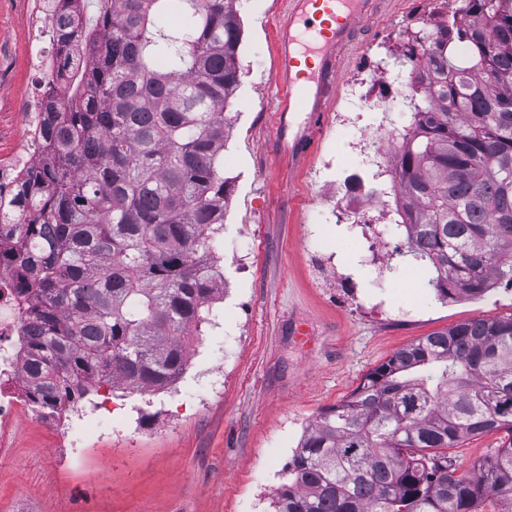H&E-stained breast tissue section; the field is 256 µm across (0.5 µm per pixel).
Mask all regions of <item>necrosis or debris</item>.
<instances>
[{
    "label": "necrosis or debris",
    "mask_w": 512,
    "mask_h": 512,
    "mask_svg": "<svg viewBox=\"0 0 512 512\" xmlns=\"http://www.w3.org/2000/svg\"><path fill=\"white\" fill-rule=\"evenodd\" d=\"M30 67L40 81V90L26 103L24 129L21 137L6 152L0 151V195H11L37 164L51 152L43 134L46 108L58 112L70 109L65 92L57 90L55 73L59 64L57 20L69 17L73 26H80L81 11L77 0H37L30 11ZM388 62L375 57L360 71L351 89L357 102L375 110L382 105L377 88L386 73ZM383 191H371L363 180L336 189V204L356 213L360 223L370 222L376 204L382 202ZM18 214L12 224L0 226V442L9 440L28 405V383L24 377L25 353L19 340L33 325L30 308L38 298L35 288L22 289L20 270L15 261L19 248L18 224L24 223ZM95 419L102 427L113 423V409L101 401L90 408L58 407L48 415L51 426L67 446L83 439L80 422Z\"/></svg>",
    "instance_id": "4bbe7bcc"
}]
</instances>
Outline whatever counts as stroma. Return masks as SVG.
<instances>
[{"instance_id":"35a3bbf8","label":"stroma","mask_w":512,"mask_h":512,"mask_svg":"<svg viewBox=\"0 0 512 512\" xmlns=\"http://www.w3.org/2000/svg\"><path fill=\"white\" fill-rule=\"evenodd\" d=\"M241 4V78L229 106L237 121L224 147L231 194L217 246L224 291L177 382L182 394L205 402L183 407L164 390H111L114 427L87 422L88 447L78 457L45 415L26 414L10 450L0 452V512H273L304 432L367 373L432 332L512 314L511 287L447 302L423 277H410L422 264L408 257L394 256L385 277H376L363 263L360 228L336 218L329 184L354 167L351 144L361 129L385 128L392 155L395 130L413 124L405 69L395 62L388 68L393 111L363 113L356 127L328 117L306 167L289 173L273 140L272 68L284 7ZM440 9L441 0H386L346 53L337 106L346 104L351 77L367 57L423 28ZM0 51L13 62L11 75L0 76V142L7 144L18 138L23 106L39 87L20 0H0ZM321 238L369 310L337 299L316 279L313 250ZM245 251L251 263L243 267L236 256ZM375 303L380 311H372Z\"/></svg>"}]
</instances>
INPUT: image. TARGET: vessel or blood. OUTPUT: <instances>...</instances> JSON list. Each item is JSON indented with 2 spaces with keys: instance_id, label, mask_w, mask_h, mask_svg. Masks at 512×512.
<instances>
[{
  "instance_id": "obj_1",
  "label": "vessel or blood",
  "mask_w": 512,
  "mask_h": 512,
  "mask_svg": "<svg viewBox=\"0 0 512 512\" xmlns=\"http://www.w3.org/2000/svg\"><path fill=\"white\" fill-rule=\"evenodd\" d=\"M384 0H285L276 35L273 85L280 99L277 140L290 171L315 151L319 129L336 104L340 59ZM305 113L295 125V113Z\"/></svg>"
}]
</instances>
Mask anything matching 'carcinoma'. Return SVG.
Here are the masks:
<instances>
[{"label":"carcinoma","instance_id":"obj_1","mask_svg":"<svg viewBox=\"0 0 512 512\" xmlns=\"http://www.w3.org/2000/svg\"><path fill=\"white\" fill-rule=\"evenodd\" d=\"M238 0H102L59 50L71 110L10 206L35 208L18 261L40 290L29 402L75 404L118 380L174 384L187 339L224 288L222 152L239 86ZM425 41V59L413 55ZM466 47V54L457 52ZM414 126L392 175L406 254L445 301L512 287V0H453L403 45ZM501 433L462 470L448 449ZM512 512V316L437 331L325 410L288 464L274 512Z\"/></svg>","mask_w":512,"mask_h":512}]
</instances>
